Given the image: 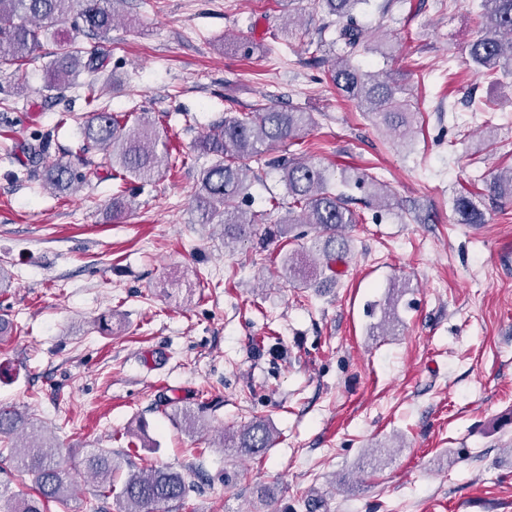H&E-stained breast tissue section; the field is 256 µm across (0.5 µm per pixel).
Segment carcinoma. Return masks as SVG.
Segmentation results:
<instances>
[{"label":"carcinoma","instance_id":"cac0c4a2","mask_svg":"<svg viewBox=\"0 0 512 512\" xmlns=\"http://www.w3.org/2000/svg\"><path fill=\"white\" fill-rule=\"evenodd\" d=\"M119 0H0V65H20L41 47L42 39L51 38L57 46L46 67V88L60 89L76 83L83 71L100 65L97 45L88 47L66 36L59 26L71 16L81 22L84 35L92 41L105 40L115 22L114 4ZM368 0H317V6L336 17L330 37L306 43L305 51L315 56L328 48L339 49L328 68L330 85L340 97L354 102L396 137L405 138L418 112L409 99L400 96L402 87L392 74L380 76L363 70L359 57L368 50L364 26L358 19L360 6ZM479 31L468 45V56L476 74L499 80L512 76V0H480ZM88 98L90 112L80 127L82 149L105 150L101 167L112 178H131L145 184L161 175L169 162L167 145L161 144L156 121L145 115L129 121L128 116L108 112ZM313 113L298 107L287 110L257 103L248 113L229 108L224 120L214 125L197 143L212 164L203 170L194 191L197 224L224 226V245L246 240L264 224L266 212L250 209L248 175L254 166L275 170L285 189V196L275 205L288 209V219L280 224H265L264 239L288 237L299 224L317 232L316 241L325 258L323 271L336 275L334 265L349 251L346 230L361 223L355 199L334 190L322 168L295 153L267 157L276 146L290 147L314 127ZM35 164L46 181L59 190H70L82 181L72 167L51 157L42 147L34 155ZM354 185L367 191L366 204L387 207L390 199L379 193L377 177L363 173ZM491 203L503 208L512 205V168L493 175L485 182ZM453 207L459 224H476L483 213L468 191L457 194ZM203 409L182 410L181 424L191 433H202L206 421ZM35 429L26 417L8 406H0V435L17 436L24 443L9 446L0 457L10 470L32 476L36 494L21 496L8 480H0V512H47L51 502L66 504L74 482L62 467L59 454L51 443L25 442L27 430ZM273 427L264 417H254L238 430L224 434L222 447L241 457H261L270 448ZM86 473L97 481L100 496H116L121 512H157L161 505L184 504L198 488L200 472L187 477L172 469H152L148 473H130L117 481L120 467L114 454L92 449L82 459Z\"/></svg>","mask_w":512,"mask_h":512}]
</instances>
